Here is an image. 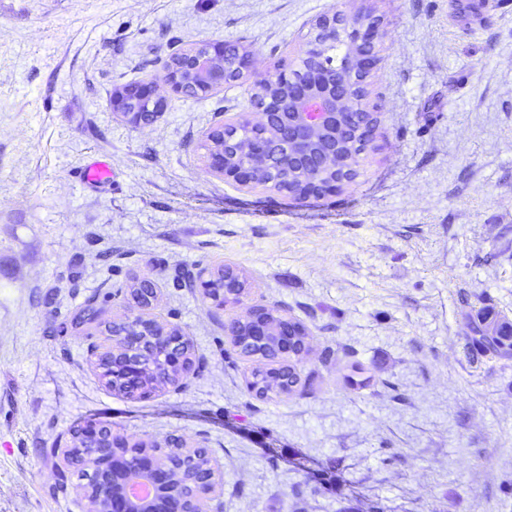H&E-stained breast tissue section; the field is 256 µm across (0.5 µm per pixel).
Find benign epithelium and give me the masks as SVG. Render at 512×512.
<instances>
[{
  "label": "benign epithelium",
  "instance_id": "benign-epithelium-1",
  "mask_svg": "<svg viewBox=\"0 0 512 512\" xmlns=\"http://www.w3.org/2000/svg\"><path fill=\"white\" fill-rule=\"evenodd\" d=\"M343 20L349 23L353 34L349 44L352 70L336 68L331 81L326 78L325 68L309 63L307 42L299 49L291 71L278 74L252 73L248 67L251 52L239 47L232 49L222 42H207L180 54V67L194 76L208 93L222 89L233 73L239 79H250L252 86L267 95L264 105L233 122L251 131V138L243 144V150L250 155L249 162L239 164L224 152L215 153L210 156V171L248 188L273 187L281 181L290 182L292 176L302 173L300 185L283 188L299 203L314 195L334 192L353 181L348 172L358 171L359 165L337 160L336 138L345 131L361 137L365 147L371 145L379 113L370 107L367 98L356 99L350 95L349 82L357 77L368 83L377 65L376 46L382 34L374 20L336 9L317 19L315 31H328L340 26ZM298 70L306 73V77L294 83L291 72ZM286 85L291 88L288 96L282 99L274 94ZM130 97L145 99L154 110L163 111L165 97L160 90L153 89V83L141 88L128 85L112 95V108L132 124H141V117L124 109L123 103ZM274 150L279 152L278 176L268 180L264 174L268 156ZM249 290L241 272L232 268L224 274V303L219 308L231 305L239 309L225 325V336L239 351L249 343L264 345L267 338L274 339L273 352L252 353L250 357L270 371L286 374L288 366L308 352L307 334L288 316L249 301ZM148 320V309L132 308L124 318L112 321L116 333L108 336L112 360L125 363L127 371L140 375L134 393L143 397L157 391L155 381L133 359L144 353V344L138 337L120 331V326ZM191 350L186 334L179 332L171 338L166 367L179 383L192 371ZM159 447L161 444L156 441L147 447L116 438L111 447L102 449L96 467L109 480L103 512H192L191 505L196 500L213 497L222 488L221 474L212 462L203 466L191 483L181 482V473L160 456ZM140 475L152 487V495L146 501L136 500L130 494L131 479Z\"/></svg>",
  "mask_w": 512,
  "mask_h": 512
}]
</instances>
